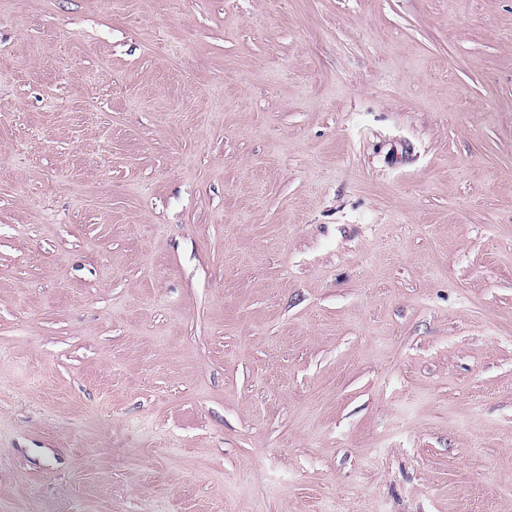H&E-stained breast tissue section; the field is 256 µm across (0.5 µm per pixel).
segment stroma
<instances>
[{"mask_svg":"<svg viewBox=\"0 0 512 512\" xmlns=\"http://www.w3.org/2000/svg\"><path fill=\"white\" fill-rule=\"evenodd\" d=\"M0 512H512V0H0Z\"/></svg>","mask_w":512,"mask_h":512,"instance_id":"obj_1","label":"stroma"}]
</instances>
